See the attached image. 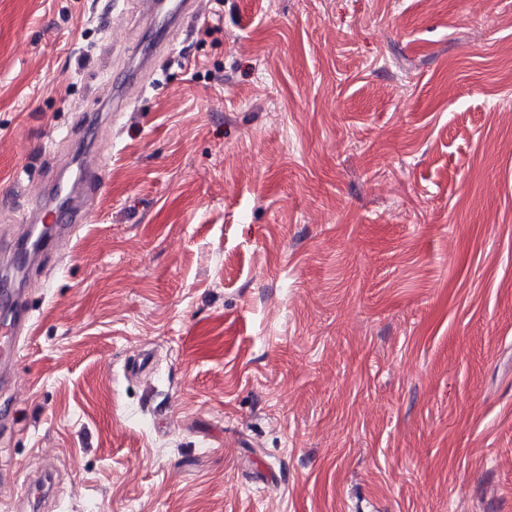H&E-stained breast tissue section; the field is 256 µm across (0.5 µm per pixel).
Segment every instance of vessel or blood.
<instances>
[{
  "mask_svg": "<svg viewBox=\"0 0 512 512\" xmlns=\"http://www.w3.org/2000/svg\"><path fill=\"white\" fill-rule=\"evenodd\" d=\"M139 6L144 28L151 35L150 44L147 49L136 50L127 69L111 80L106 111L87 114V122L101 124L109 111H123L129 104V90L139 85L155 59L168 51L169 31L197 14L195 0H139ZM102 167L100 156L87 147L63 157L55 178L44 187L37 207L29 213V224H45L49 230L38 250L29 255L23 275L12 287L0 289V365L9 366L18 355L19 340L34 334L36 325L27 309L33 272L58 242L71 238L78 225L88 222L103 185Z\"/></svg>",
  "mask_w": 512,
  "mask_h": 512,
  "instance_id": "obj_1",
  "label": "vessel or blood"
}]
</instances>
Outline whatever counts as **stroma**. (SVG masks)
Instances as JSON below:
<instances>
[{"mask_svg":"<svg viewBox=\"0 0 512 512\" xmlns=\"http://www.w3.org/2000/svg\"><path fill=\"white\" fill-rule=\"evenodd\" d=\"M105 2L0 0V234L142 38ZM199 7L97 133L0 476L56 462L39 512H512V0Z\"/></svg>","mask_w":512,"mask_h":512,"instance_id":"stroma-1","label":"stroma"}]
</instances>
